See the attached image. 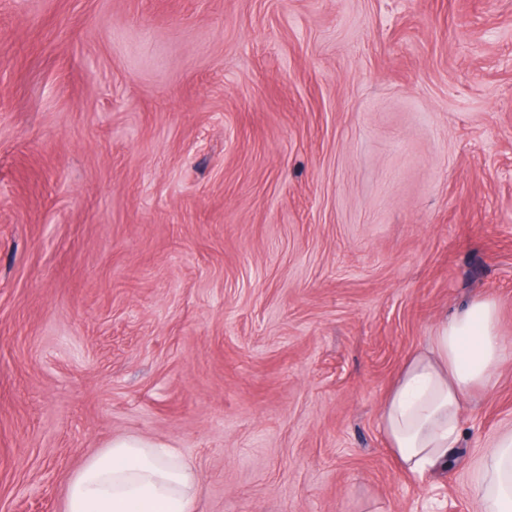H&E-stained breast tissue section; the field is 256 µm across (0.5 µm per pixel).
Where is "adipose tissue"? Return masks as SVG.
Wrapping results in <instances>:
<instances>
[{"label": "adipose tissue", "instance_id": "adipose-tissue-1", "mask_svg": "<svg viewBox=\"0 0 512 512\" xmlns=\"http://www.w3.org/2000/svg\"><path fill=\"white\" fill-rule=\"evenodd\" d=\"M496 302L472 298L443 321L430 348L413 356L382 405V425L401 467L423 476L445 467L461 438L460 413L504 358ZM481 512H512V432L482 460ZM195 477L175 449L113 439L71 478L66 512H194Z\"/></svg>", "mask_w": 512, "mask_h": 512}]
</instances>
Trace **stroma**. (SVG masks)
Returning <instances> with one entry per match:
<instances>
[{
	"label": "stroma",
	"mask_w": 512,
	"mask_h": 512,
	"mask_svg": "<svg viewBox=\"0 0 512 512\" xmlns=\"http://www.w3.org/2000/svg\"><path fill=\"white\" fill-rule=\"evenodd\" d=\"M494 299L418 477L382 403ZM512 430V0H0V512L120 436L196 512H478Z\"/></svg>",
	"instance_id": "obj_1"
}]
</instances>
